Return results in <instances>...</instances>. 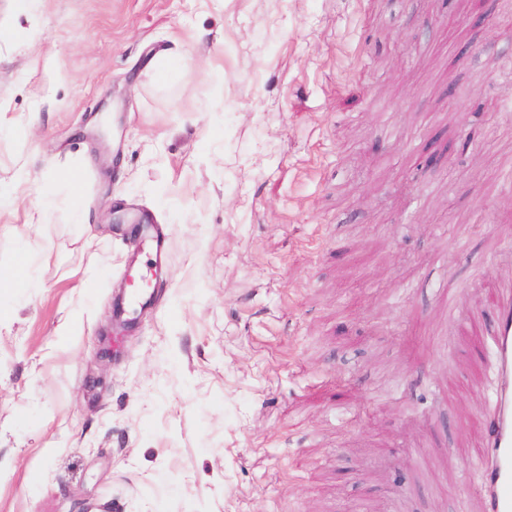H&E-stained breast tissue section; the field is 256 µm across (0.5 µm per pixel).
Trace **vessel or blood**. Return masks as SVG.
<instances>
[{
    "instance_id": "vessel-or-blood-1",
    "label": "vessel or blood",
    "mask_w": 512,
    "mask_h": 512,
    "mask_svg": "<svg viewBox=\"0 0 512 512\" xmlns=\"http://www.w3.org/2000/svg\"><path fill=\"white\" fill-rule=\"evenodd\" d=\"M127 278L138 288L120 295L116 309L125 314L151 308L156 289L162 288L160 273H153V289L143 288V275L136 259H129ZM468 284L452 280L443 292L444 311L459 335L486 337L494 366L495 394L489 410L478 422L484 438L483 450L474 465L480 473L481 512H512V280L494 283L488 306L492 317L478 321L465 311L462 299Z\"/></svg>"
}]
</instances>
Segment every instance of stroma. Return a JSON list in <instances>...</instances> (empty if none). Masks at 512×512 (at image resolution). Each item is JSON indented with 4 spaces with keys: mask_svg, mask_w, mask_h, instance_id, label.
Instances as JSON below:
<instances>
[{
    "mask_svg": "<svg viewBox=\"0 0 512 512\" xmlns=\"http://www.w3.org/2000/svg\"><path fill=\"white\" fill-rule=\"evenodd\" d=\"M477 4L0 0V512H477L493 375L441 305L512 278ZM117 202L166 287L112 360Z\"/></svg>",
    "mask_w": 512,
    "mask_h": 512,
    "instance_id": "35a3bbf8",
    "label": "stroma"
}]
</instances>
